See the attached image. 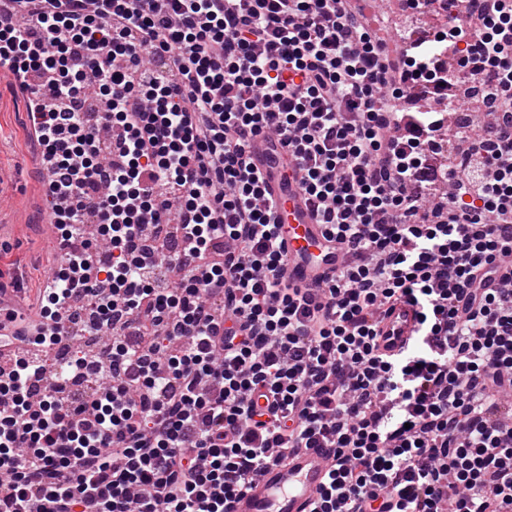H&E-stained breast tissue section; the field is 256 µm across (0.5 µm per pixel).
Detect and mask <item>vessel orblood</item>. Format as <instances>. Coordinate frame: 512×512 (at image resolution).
<instances>
[{
	"label": "vessel or blood",
	"instance_id": "obj_1",
	"mask_svg": "<svg viewBox=\"0 0 512 512\" xmlns=\"http://www.w3.org/2000/svg\"><path fill=\"white\" fill-rule=\"evenodd\" d=\"M286 151L256 139L252 155L261 171L269 172L267 191L284 208L283 237L288 278L302 288H321L338 265L339 253L328 252L324 231L298 185H283L275 176ZM415 325L410 307L395 306L382 315L378 340L381 351L395 353L406 346ZM331 460L327 449L302 448L287 460L269 463L248 489L236 496L231 512H312L328 482Z\"/></svg>",
	"mask_w": 512,
	"mask_h": 512
}]
</instances>
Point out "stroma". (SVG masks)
Instances as JSON below:
<instances>
[{"label": "stroma", "instance_id": "obj_1", "mask_svg": "<svg viewBox=\"0 0 512 512\" xmlns=\"http://www.w3.org/2000/svg\"><path fill=\"white\" fill-rule=\"evenodd\" d=\"M376 0H360L373 34L384 37L391 50H399L408 38L414 13L403 9L379 11ZM29 109L24 93L8 79L0 78V185L6 205L0 222L11 225L8 241L0 246V285L8 293L35 303L56 254L53 237L38 234L48 210L47 199L34 164L39 151L28 132Z\"/></svg>", "mask_w": 512, "mask_h": 512}]
</instances>
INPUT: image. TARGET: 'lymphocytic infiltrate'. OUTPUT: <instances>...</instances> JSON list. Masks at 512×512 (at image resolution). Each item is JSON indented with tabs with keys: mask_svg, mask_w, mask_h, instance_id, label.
<instances>
[{
	"mask_svg": "<svg viewBox=\"0 0 512 512\" xmlns=\"http://www.w3.org/2000/svg\"><path fill=\"white\" fill-rule=\"evenodd\" d=\"M31 2L0 0V65L50 92L39 144L70 253L30 336L0 335V512H229L300 448L333 451L313 512H512V94L461 136L460 173L430 169L447 113L401 105L444 98V52L512 85V0H463L479 29L449 12L426 52L392 51L356 0ZM109 126L98 275L73 223ZM262 134L344 256L322 293L284 276ZM148 217L172 230L146 248ZM80 303L112 338L95 386L36 396ZM399 304L421 355L378 347Z\"/></svg>",
	"mask_w": 512,
	"mask_h": 512,
	"instance_id": "obj_1",
	"label": "lymphocytic infiltrate"
}]
</instances>
